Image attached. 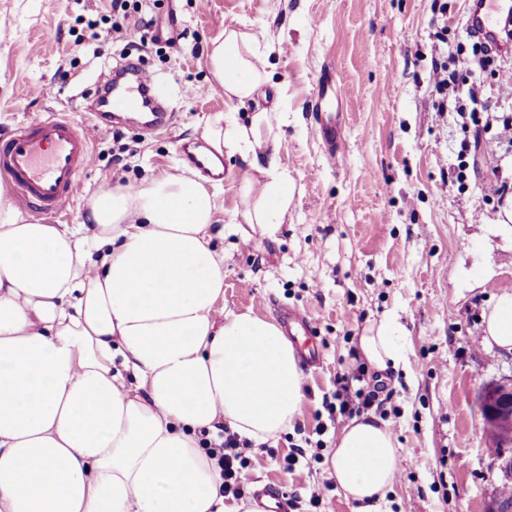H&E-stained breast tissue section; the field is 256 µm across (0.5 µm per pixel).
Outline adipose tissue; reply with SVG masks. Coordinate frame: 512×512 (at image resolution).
<instances>
[{
    "instance_id": "1",
    "label": "adipose tissue",
    "mask_w": 512,
    "mask_h": 512,
    "mask_svg": "<svg viewBox=\"0 0 512 512\" xmlns=\"http://www.w3.org/2000/svg\"><path fill=\"white\" fill-rule=\"evenodd\" d=\"M267 50L224 29L207 67L226 97L268 80ZM215 115L216 152L257 157L262 126ZM245 180L247 221L274 234L291 205L275 159ZM217 203L193 173L99 192L79 224H36L0 186V512H239L224 504L202 434L265 442L291 425L305 374L274 321L218 314L224 255ZM396 318L359 338L376 369L409 363ZM484 342L512 351V289L496 296ZM400 462L389 425L346 423L328 473L357 512L391 492Z\"/></svg>"
}]
</instances>
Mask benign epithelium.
I'll list each match as a JSON object with an SVG mask.
<instances>
[{"label": "benign epithelium", "instance_id": "obj_1", "mask_svg": "<svg viewBox=\"0 0 512 512\" xmlns=\"http://www.w3.org/2000/svg\"><path fill=\"white\" fill-rule=\"evenodd\" d=\"M478 400L482 421L492 420L496 424L497 435H488L486 439L498 448L494 459L501 483L512 484V374L487 382Z\"/></svg>", "mask_w": 512, "mask_h": 512}]
</instances>
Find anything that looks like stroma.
<instances>
[{
	"instance_id": "stroma-1",
	"label": "stroma",
	"mask_w": 512,
	"mask_h": 512,
	"mask_svg": "<svg viewBox=\"0 0 512 512\" xmlns=\"http://www.w3.org/2000/svg\"><path fill=\"white\" fill-rule=\"evenodd\" d=\"M465 0H142L124 21L154 19L159 44L147 67L175 112L170 128L103 123L68 217L80 223L101 184L137 186L187 168L178 147L205 142L208 121L234 113H281L264 148L292 181L288 217L273 236L247 224L243 181L249 161L224 157L216 194L214 244L224 252L222 311L279 320L281 306L313 320L323 357L306 370L291 429L247 452L246 498L270 485L316 512H357L328 476V453L347 421L331 405L336 379L363 361L365 329L397 318L411 351L399 372L368 369L380 385L384 419L401 470L380 512H482L499 480L486 451L478 395L512 373V352L482 341L483 317L501 288L512 287V228L504 206L485 201L488 181L512 183V157L490 134L463 135L456 116L437 111L430 74L435 37L448 45L465 31ZM113 21L111 0H0V139L49 112L91 123L83 97L121 61L122 45L83 40L88 21ZM231 28L270 47V79L252 101L218 90L207 47ZM345 89L336 103L347 148L328 160L308 118L324 68ZM476 175L455 180L462 138ZM296 454L295 473L285 458Z\"/></svg>"
}]
</instances>
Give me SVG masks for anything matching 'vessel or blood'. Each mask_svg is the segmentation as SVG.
<instances>
[{
    "mask_svg": "<svg viewBox=\"0 0 512 512\" xmlns=\"http://www.w3.org/2000/svg\"><path fill=\"white\" fill-rule=\"evenodd\" d=\"M512 17V0H467L465 19L469 27L496 45L498 50L512 48L500 37V19ZM153 79L141 63L130 64L128 71L112 76L111 98L101 105L110 112H127L151 100ZM332 82L319 89L314 114L316 130L329 155H337L342 139V115L327 109L325 101L334 94ZM92 126L77 123L64 114L40 117L18 125L13 135L0 143V177L14 187V197L23 207L46 221L63 220L76 197L79 177L92 161ZM281 315L289 336L304 335L306 343L298 353L305 366L320 359L319 350L309 343L314 333L312 322L300 310L285 308ZM259 512H291L287 496L262 489L256 494Z\"/></svg>",
    "mask_w": 512,
    "mask_h": 512,
    "instance_id": "b4317fda",
    "label": "vessel or blood"
}]
</instances>
